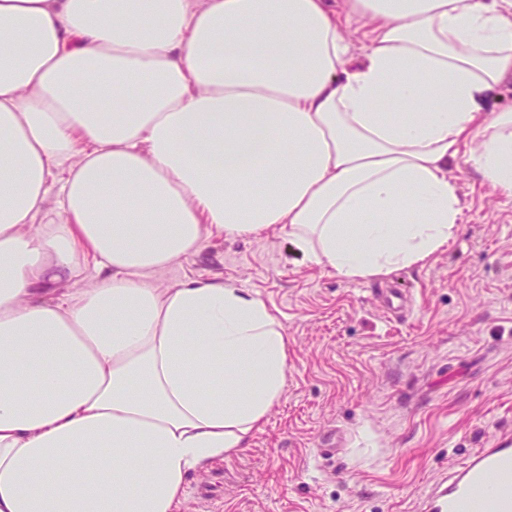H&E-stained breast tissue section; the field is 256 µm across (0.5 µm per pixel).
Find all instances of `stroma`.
Here are the masks:
<instances>
[{
    "mask_svg": "<svg viewBox=\"0 0 512 512\" xmlns=\"http://www.w3.org/2000/svg\"><path fill=\"white\" fill-rule=\"evenodd\" d=\"M453 175L455 242L386 280L303 261L277 228L211 237L158 275L235 283L288 336L279 403L249 448L189 472L186 512H425L449 467L512 437V200Z\"/></svg>",
    "mask_w": 512,
    "mask_h": 512,
    "instance_id": "stroma-1",
    "label": "stroma"
}]
</instances>
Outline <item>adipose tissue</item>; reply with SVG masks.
<instances>
[{
    "mask_svg": "<svg viewBox=\"0 0 512 512\" xmlns=\"http://www.w3.org/2000/svg\"><path fill=\"white\" fill-rule=\"evenodd\" d=\"M343 4L0 0V512H177L248 448L282 323L154 283L208 238L381 280L455 238L450 167L512 199V0Z\"/></svg>",
    "mask_w": 512,
    "mask_h": 512,
    "instance_id": "ef3b65f1",
    "label": "adipose tissue"
}]
</instances>
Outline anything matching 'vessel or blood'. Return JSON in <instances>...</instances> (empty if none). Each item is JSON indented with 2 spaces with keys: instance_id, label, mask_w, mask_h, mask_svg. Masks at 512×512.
<instances>
[{
  "instance_id": "obj_1",
  "label": "vessel or blood",
  "mask_w": 512,
  "mask_h": 512,
  "mask_svg": "<svg viewBox=\"0 0 512 512\" xmlns=\"http://www.w3.org/2000/svg\"><path fill=\"white\" fill-rule=\"evenodd\" d=\"M429 512H512V441L475 449L432 492Z\"/></svg>"
}]
</instances>
